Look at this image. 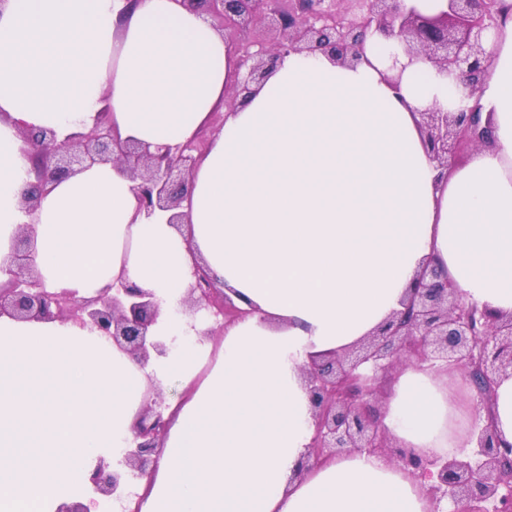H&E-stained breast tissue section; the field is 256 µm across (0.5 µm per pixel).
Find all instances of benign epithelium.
Returning a JSON list of instances; mask_svg holds the SVG:
<instances>
[{
	"label": "benign epithelium",
	"instance_id": "obj_1",
	"mask_svg": "<svg viewBox=\"0 0 512 512\" xmlns=\"http://www.w3.org/2000/svg\"><path fill=\"white\" fill-rule=\"evenodd\" d=\"M188 10H203L222 27L265 26L272 29V49L266 58L246 67L245 76L233 88V96L251 93L262 84L277 60L288 52L322 51L345 63L360 59L366 33L372 29L404 47L410 56H422L438 69L455 73L476 93L486 74L491 32L503 11L501 0H448V11L426 16L405 5V0H353L357 12L322 7L324 0H291L286 8L275 0H180ZM478 112L421 113L426 146L432 160L445 166L459 159L484 139L478 130ZM32 148L36 183L23 195L24 208L32 213L46 187L76 173L88 164L113 162L139 181L141 207L176 212L188 194L196 159L179 149L175 154L152 155L134 142H122L112 126L100 122L78 139L57 142L52 130L24 135ZM29 234L16 241L17 269L0 286V316L50 320L67 318L93 324L112 343L138 361L151 354L165 356L166 342L149 335L158 316L153 294L135 285L94 300H76L64 293L46 291L34 270L25 263ZM188 289L194 306L215 304L205 271L197 268ZM418 360L450 362L467 376L481 402H486L497 379L512 371V317L496 316L459 301L448 276L434 265L424 268L412 289L405 310L382 325L366 341L342 356L314 362L304 373L315 417V435L298 472L309 464L330 461L354 450L388 454L408 468L433 477L428 495L439 512L447 499L454 512H476L488 503L491 512H512V495L502 486L512 482V444L500 442L490 426L480 429L477 450L450 460L423 457L412 448L391 449L374 402L381 379L402 363ZM161 403L153 398L137 425L135 447L124 457L125 470H109L102 464L89 481L106 500H119L122 490L137 478H147L158 467L160 440L165 422Z\"/></svg>",
	"mask_w": 512,
	"mask_h": 512
}]
</instances>
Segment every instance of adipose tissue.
Wrapping results in <instances>:
<instances>
[{"instance_id": "ef3b65f1", "label": "adipose tissue", "mask_w": 512, "mask_h": 512, "mask_svg": "<svg viewBox=\"0 0 512 512\" xmlns=\"http://www.w3.org/2000/svg\"><path fill=\"white\" fill-rule=\"evenodd\" d=\"M238 59L179 0H7L0 8V285L28 230L47 291L92 299L126 282L151 291L153 335L186 344L143 364L92 325L0 317V512H103L89 477L121 460L136 420L170 379L159 466L139 512H432L429 479L368 451L294 471L313 436L303 381L404 308L434 261L460 301L512 317V0L488 45L481 90L367 33L361 61L291 53L243 104ZM478 108L485 143L438 166L422 112ZM109 110L120 139L177 150L215 111L224 125L171 213L139 205L120 166L49 186L34 213L26 132L58 141ZM202 267L247 315L217 343L174 315ZM382 423L402 448L451 457L492 425L512 444V374L474 408L455 367L397 370Z\"/></svg>"}]
</instances>
